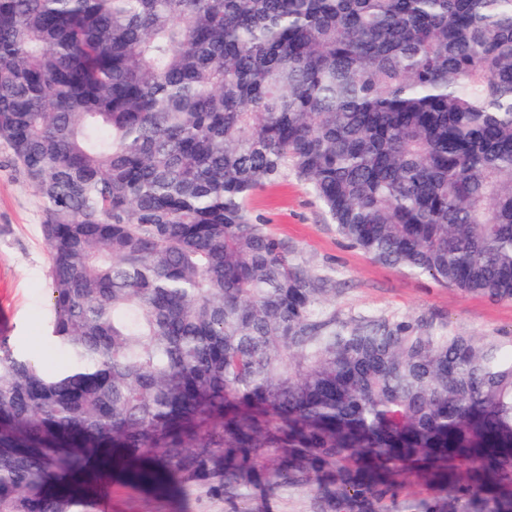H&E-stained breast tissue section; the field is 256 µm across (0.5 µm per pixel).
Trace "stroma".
<instances>
[{
	"mask_svg": "<svg viewBox=\"0 0 512 512\" xmlns=\"http://www.w3.org/2000/svg\"><path fill=\"white\" fill-rule=\"evenodd\" d=\"M276 237L288 240L315 270L336 278L337 313L433 312L449 326L475 333L512 335V303L463 295L432 279L411 278L374 261L340 238L309 187L296 178L257 191L248 201ZM43 202L0 139V336L50 361L57 353L42 341L52 314L48 249L41 225ZM107 512H313L312 492L286 486L269 492L254 486L228 500L211 483L165 479L135 482L114 471L101 493Z\"/></svg>",
	"mask_w": 512,
	"mask_h": 512,
	"instance_id": "stroma-1",
	"label": "stroma"
}]
</instances>
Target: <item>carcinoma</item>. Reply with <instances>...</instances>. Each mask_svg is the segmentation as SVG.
Wrapping results in <instances>:
<instances>
[{
    "instance_id": "carcinoma-1",
    "label": "carcinoma",
    "mask_w": 512,
    "mask_h": 512,
    "mask_svg": "<svg viewBox=\"0 0 512 512\" xmlns=\"http://www.w3.org/2000/svg\"><path fill=\"white\" fill-rule=\"evenodd\" d=\"M0 139L63 358L0 339V512H98L152 452L224 454L227 498L512 512V336L342 317L247 206L292 174L371 259L511 303L512 0H0Z\"/></svg>"
}]
</instances>
